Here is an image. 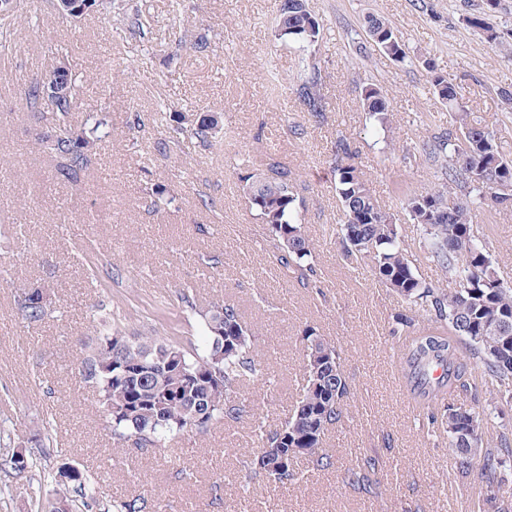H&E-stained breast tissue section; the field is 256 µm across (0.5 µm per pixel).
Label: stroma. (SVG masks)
Returning <instances> with one entry per match:
<instances>
[{
	"label": "stroma",
	"instance_id": "stroma-1",
	"mask_svg": "<svg viewBox=\"0 0 512 512\" xmlns=\"http://www.w3.org/2000/svg\"><path fill=\"white\" fill-rule=\"evenodd\" d=\"M323 37L309 53L320 68L324 110L314 116L297 94L298 60L307 51L274 37L278 0H112L78 19L41 11L27 0L9 49L0 51V222L21 227L24 252L0 255V268L46 289L53 317L25 327L13 289L0 283V414L20 420L17 447L31 448L41 419L53 421L45 465L103 471L104 499L158 497L161 512H473L483 495L461 478L447 439L428 434L426 416L401 372L403 338L391 335L400 298L367 269L341 256L335 227L342 218L331 159L346 137L380 204L396 219L419 275L440 269L420 244L405 210L407 195L433 186L440 158L417 151L452 128L433 93L432 76L457 87L467 110L493 128L500 153L512 159V0H308ZM139 11L144 28L118 23ZM385 18L407 53L397 62L375 50L365 20ZM484 16L487 30L467 19ZM207 38L206 52L195 39ZM77 54L87 80L76 83L71 115L82 122L105 105L112 132L101 150L107 178L74 185L58 177L36 145L54 125L51 108L19 110L22 81L49 73L58 50ZM386 90L387 130L374 131L361 107L363 86ZM160 87L170 109L195 121L222 115L212 146L185 140L186 163L154 151L166 137L153 124ZM298 175L296 190L321 276L320 293L287 279L273 257L265 226L244 196L248 167L266 160ZM163 187L162 198L153 191ZM212 199L214 209L201 206ZM473 232L512 284V204L476 211ZM224 300L254 328L269 380L244 388L267 423H280L303 382L299 337L305 326L335 342L356 401L342 428L329 433L335 461L286 490L241 479L240 449L253 447L250 418L187 434L166 453L115 445L98 395L75 371L81 349L95 342L97 305L126 309L128 332L148 329L202 344L198 317L182 303ZM376 455L370 485L345 472Z\"/></svg>",
	"mask_w": 512,
	"mask_h": 512
}]
</instances>
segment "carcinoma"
I'll list each match as a JSON object with an SVG mask.
<instances>
[{"instance_id":"1","label":"carcinoma","mask_w":512,"mask_h":512,"mask_svg":"<svg viewBox=\"0 0 512 512\" xmlns=\"http://www.w3.org/2000/svg\"><path fill=\"white\" fill-rule=\"evenodd\" d=\"M22 11L21 0H0V37L11 34L12 21ZM366 33L377 49L395 61L406 59L404 44L383 18L366 21ZM275 37L280 41L315 46L322 37L319 22L307 0H279ZM50 74L19 90L26 109L35 111L44 101L55 110L52 133L37 138L38 149L55 162L57 173L71 183L95 164L98 150L111 136L105 117L93 112L80 127L70 122L72 97H52L45 86ZM320 71L315 58L303 61L297 94L308 111H323L318 88ZM434 94L448 106L457 130L437 147L442 155L441 183L405 197L411 223L420 226L424 252L439 267L453 287L433 284L416 274L413 260L399 235L391 214L380 205L369 181L355 161L348 144L339 140L332 159L336 193L343 219L336 232L345 260L362 263L386 288L414 312L395 315L392 333H405L402 370L410 392L424 409L445 397H465L479 403L480 385L473 377L482 369L484 383L501 397L512 398V285L498 274L496 261L472 228L477 210L504 204L499 185L512 184V160L505 159L493 130L471 118L458 103L456 86L442 75L432 78ZM363 110L386 130L390 106L383 88L368 84L361 91ZM160 121L172 131L173 143L184 133L180 113L160 104ZM215 126L202 119L190 129L191 137L211 144ZM250 209L258 212L275 241V260L284 276L304 288H315L318 269L302 218V201L295 190V174L279 163L244 177ZM18 288L17 305L29 327L42 324L51 315L49 306L35 300L24 285ZM181 301L196 311L203 332V347L190 350L176 340L160 341L152 335L133 336L124 331L123 319L114 311L92 320L97 342L79 355L83 380L95 387L107 413L112 435L139 448H162L176 434L204 435L224 422L251 415L256 447L244 460V477L282 488L294 487L303 478L299 462L316 468L333 465L327 433L346 416L355 392L341 366V351L308 325L301 336L302 364L306 384L280 425L268 428L240 397V390L262 374L255 348V332L237 307L225 301L199 309L186 295ZM427 322L416 326L415 317ZM498 322L503 331L492 329ZM489 412L448 404L440 415L428 418L427 430L439 427L448 437L462 475L476 474L492 496L483 499L482 512H512V486L501 475L505 458L512 456V432L484 437ZM484 449L478 457L470 447ZM297 452L290 455L288 449ZM379 459L365 456L347 470L351 484L372 481ZM33 458L20 451L0 457V496L12 492V477L32 472ZM44 481L63 487L54 512H68V492L76 493L86 512H147L148 498L138 495L100 499L98 482L85 470L74 468L42 471Z\"/></svg>"}]
</instances>
